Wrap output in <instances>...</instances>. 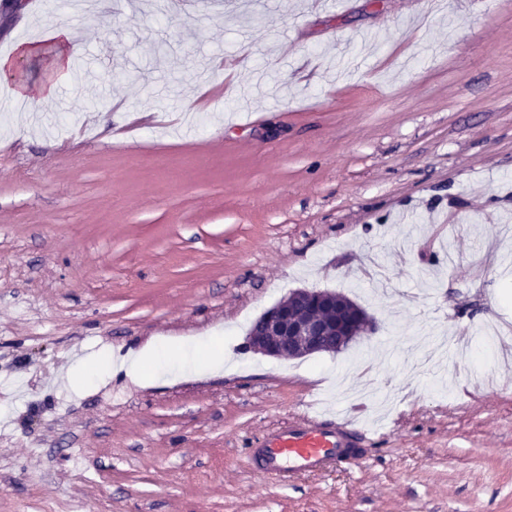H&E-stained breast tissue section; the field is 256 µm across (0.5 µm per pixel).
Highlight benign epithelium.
<instances>
[{
  "label": "benign epithelium",
  "mask_w": 512,
  "mask_h": 512,
  "mask_svg": "<svg viewBox=\"0 0 512 512\" xmlns=\"http://www.w3.org/2000/svg\"><path fill=\"white\" fill-rule=\"evenodd\" d=\"M367 330L339 296L301 289L264 311L249 334V348L273 358H299L333 350Z\"/></svg>",
  "instance_id": "7a95c632"
}]
</instances>
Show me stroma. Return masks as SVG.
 Wrapping results in <instances>:
<instances>
[{
  "label": "stroma",
  "mask_w": 512,
  "mask_h": 512,
  "mask_svg": "<svg viewBox=\"0 0 512 512\" xmlns=\"http://www.w3.org/2000/svg\"><path fill=\"white\" fill-rule=\"evenodd\" d=\"M23 3L0 0L1 47L41 36L0 84V512H512V351L407 370L512 324V0ZM297 289L368 333L247 351ZM390 387L364 459L253 468L268 431ZM49 38L54 40L58 47V52L53 62V66L58 71L69 69L71 65V56L69 54V44L72 39L70 30L54 29L50 31Z\"/></svg>",
  "instance_id": "35a3bbf8"
}]
</instances>
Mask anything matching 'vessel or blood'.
<instances>
[{"instance_id":"vessel-or-blood-1","label":"vessel or blood","mask_w":512,"mask_h":512,"mask_svg":"<svg viewBox=\"0 0 512 512\" xmlns=\"http://www.w3.org/2000/svg\"><path fill=\"white\" fill-rule=\"evenodd\" d=\"M374 434L352 419L330 421L305 415L303 423L282 426L268 433L252 457L265 476L286 480L321 471L349 458L354 448L374 443Z\"/></svg>"}]
</instances>
